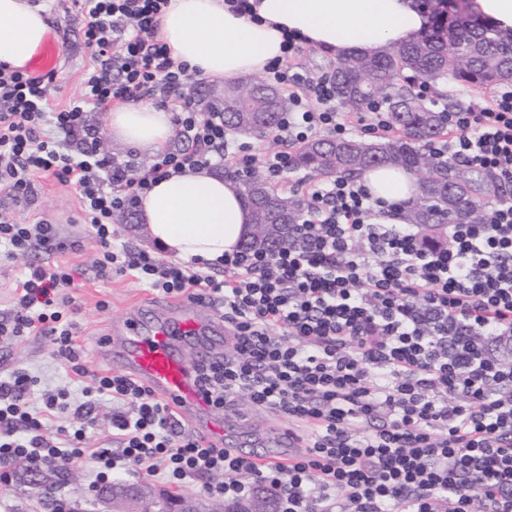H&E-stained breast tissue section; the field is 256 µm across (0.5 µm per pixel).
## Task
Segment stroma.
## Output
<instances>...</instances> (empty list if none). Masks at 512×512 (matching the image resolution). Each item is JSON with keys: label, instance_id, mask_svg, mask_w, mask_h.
Instances as JSON below:
<instances>
[{"label": "stroma", "instance_id": "obj_1", "mask_svg": "<svg viewBox=\"0 0 512 512\" xmlns=\"http://www.w3.org/2000/svg\"><path fill=\"white\" fill-rule=\"evenodd\" d=\"M45 15L54 38L60 46V60L50 85L51 102L64 106L80 86L88 66L83 46V30L86 23L75 0H52ZM17 217L26 222L35 217L48 219L56 224L62 238L78 241V252L65 254V261L78 264L72 304L66 310L68 320L75 323L77 341L83 350L82 364L93 372L108 370L109 365L101 357L99 349L108 335L111 324L125 319L134 303L151 293L150 287L131 276H98L93 260L98 251L89 225L84 224L75 190L64 187L55 179L37 181L30 208L17 209ZM16 368L37 376L38 393L56 390L67 385L73 376L53 355L50 341L39 335L24 337L18 342L0 341V375ZM240 413L246 421L237 422L227 437L231 446L242 441H264L275 432L288 428V422L280 417L250 410L240 405ZM99 466L87 461L77 470L54 468L50 476L55 497L67 499L76 512H100L96 500V474ZM0 512H51L45 504L44 489L30 482L21 471L11 472L7 483H0Z\"/></svg>", "mask_w": 512, "mask_h": 512}]
</instances>
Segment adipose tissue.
I'll use <instances>...</instances> for the list:
<instances>
[{
  "label": "adipose tissue",
  "mask_w": 512,
  "mask_h": 512,
  "mask_svg": "<svg viewBox=\"0 0 512 512\" xmlns=\"http://www.w3.org/2000/svg\"><path fill=\"white\" fill-rule=\"evenodd\" d=\"M259 21L237 15L224 0H170L159 34L172 55L199 76L230 82L263 73L281 56L284 32L336 57L378 53L417 38L428 18L416 0H259ZM50 34L38 9L25 0H0V64L28 65ZM115 138L153 152L174 134L171 115L150 104H122L108 114ZM360 183L389 203L418 192L408 171L381 166ZM150 240L169 257L213 263L239 248L250 232L251 213L232 180L184 168L157 181L139 204Z\"/></svg>",
  "instance_id": "obj_1"
}]
</instances>
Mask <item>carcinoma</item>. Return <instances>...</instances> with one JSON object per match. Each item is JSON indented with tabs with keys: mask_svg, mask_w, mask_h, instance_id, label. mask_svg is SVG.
<instances>
[{
	"mask_svg": "<svg viewBox=\"0 0 512 512\" xmlns=\"http://www.w3.org/2000/svg\"><path fill=\"white\" fill-rule=\"evenodd\" d=\"M448 77L468 87L512 85V36L456 7L435 12L428 31L411 43L338 60L330 73L337 98L352 112L381 104L397 135L316 138L297 148L292 166L322 177L353 178L382 165L416 174L419 194L408 205L405 220L428 229L431 240H445L447 221L483 223L485 208L512 193L490 173L426 150L444 132L443 115L424 106L415 84ZM197 105L224 112V128L232 133L264 136L278 127L288 98L264 79L250 78L224 86V105L203 97ZM235 184L251 209L252 223L262 225L261 233H250L244 245L269 252L288 246L291 228L303 220L304 201L278 193L258 171Z\"/></svg>",
	"mask_w": 512,
	"mask_h": 512,
	"instance_id": "carcinoma-1",
	"label": "carcinoma"
}]
</instances>
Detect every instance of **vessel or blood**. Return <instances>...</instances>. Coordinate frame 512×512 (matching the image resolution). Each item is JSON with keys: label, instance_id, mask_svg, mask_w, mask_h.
<instances>
[{"label": "vessel or blood", "instance_id": "vessel-or-blood-1", "mask_svg": "<svg viewBox=\"0 0 512 512\" xmlns=\"http://www.w3.org/2000/svg\"><path fill=\"white\" fill-rule=\"evenodd\" d=\"M226 332L209 303L187 299L156 305L143 300L123 322L114 325V336L103 348L117 368L168 400L185 422L222 440L228 435L230 421L210 416L193 367L180 350L192 347L202 359L219 355Z\"/></svg>", "mask_w": 512, "mask_h": 512}]
</instances>
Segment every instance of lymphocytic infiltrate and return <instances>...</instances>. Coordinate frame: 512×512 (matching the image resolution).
I'll use <instances>...</instances> for the list:
<instances>
[{
	"instance_id": "1",
	"label": "lymphocytic infiltrate",
	"mask_w": 512,
	"mask_h": 512,
	"mask_svg": "<svg viewBox=\"0 0 512 512\" xmlns=\"http://www.w3.org/2000/svg\"><path fill=\"white\" fill-rule=\"evenodd\" d=\"M76 3L90 63L65 107L50 106L52 75L0 66V199L11 203L0 208V255L76 250L52 222L23 224L14 213L31 204L37 178L75 188L101 277L128 274L164 296L222 309L230 330L223 354L193 365L210 407L248 400L300 428L301 447L284 463L247 460L186 431L170 403L136 378L88 374L76 327L64 320L76 271L46 262L26 266L0 339L48 338L82 378V398L62 389L36 406L37 377L22 369L0 376V467L75 469L92 458L104 481L129 470L172 483L200 478L210 497L228 502L268 492L278 512H437L443 502L449 512H512V361L494 354L512 346V202L493 206L485 223L449 225L442 244L407 224L372 223L385 202L337 178L308 188L293 245L238 249L218 273L114 246V214L183 168L229 162L279 180L293 145L355 126L382 135L392 125L380 107L353 122L337 112L332 83L305 72L288 34L283 56L264 72L288 93L276 149L230 146L223 113L197 109L184 92L188 65L158 35L169 0ZM149 96L171 112L185 148L139 166L104 153L88 108ZM447 128L434 153L512 185V87L449 113ZM102 399L114 405L112 440L91 448L84 426Z\"/></svg>"
}]
</instances>
